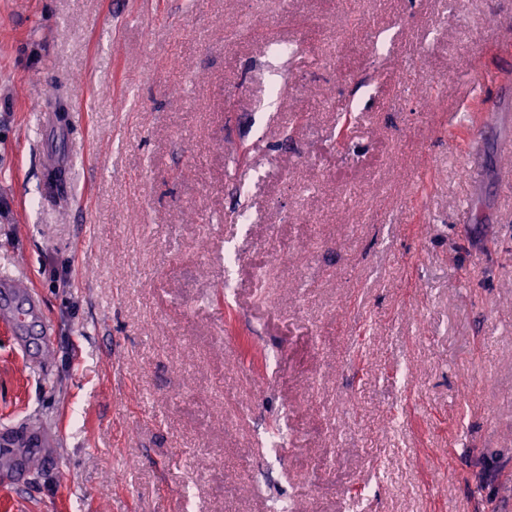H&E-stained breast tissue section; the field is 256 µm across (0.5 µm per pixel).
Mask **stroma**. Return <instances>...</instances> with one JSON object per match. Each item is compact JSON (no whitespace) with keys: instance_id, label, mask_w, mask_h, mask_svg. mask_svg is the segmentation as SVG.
<instances>
[{"instance_id":"35a3bbf8","label":"stroma","mask_w":512,"mask_h":512,"mask_svg":"<svg viewBox=\"0 0 512 512\" xmlns=\"http://www.w3.org/2000/svg\"><path fill=\"white\" fill-rule=\"evenodd\" d=\"M478 65L512 113V0H0V276L55 329L0 322V433L56 441L0 512H512Z\"/></svg>"}]
</instances>
